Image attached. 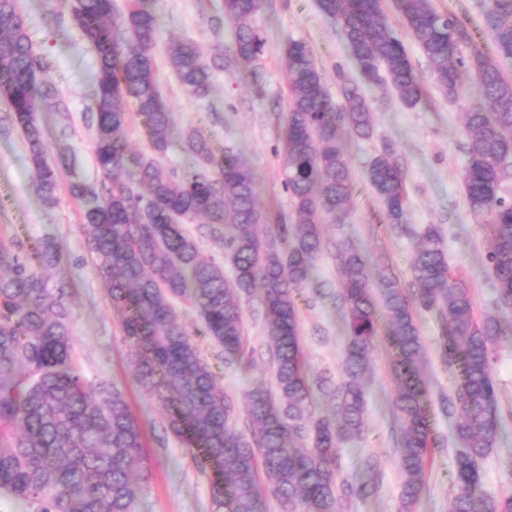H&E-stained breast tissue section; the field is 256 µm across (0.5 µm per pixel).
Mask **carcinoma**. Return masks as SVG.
<instances>
[{
  "instance_id": "1",
  "label": "carcinoma",
  "mask_w": 512,
  "mask_h": 512,
  "mask_svg": "<svg viewBox=\"0 0 512 512\" xmlns=\"http://www.w3.org/2000/svg\"><path fill=\"white\" fill-rule=\"evenodd\" d=\"M261 0H222L220 12L234 27V53L250 67L264 42L253 26ZM334 19L366 81L390 85L410 107L422 100L404 43L397 38L381 0H319ZM405 27L429 58L445 94L462 98L461 71L477 78L478 99H464L467 165L463 184L473 214L489 233L486 256L498 305L512 308V198L501 182L512 168V80L498 59L512 58V0H485L484 27L496 55L474 46L465 21L439 13L430 0H396ZM72 21L98 57L94 160L97 187L71 184L83 203L84 230L99 275L122 313L123 341L138 380L158 400L169 429L214 474L211 512H260L274 496L281 512H342L349 498L375 488L376 463L366 461L368 481L355 487L339 474L338 442L363 430L366 395L362 376L372 366L385 319L391 371L398 382L393 402L404 474L402 510L412 512L425 481L434 443L427 409L429 377L417 311H434L445 326L444 360L460 371L455 397L441 401L461 448L455 459L452 512H512V495L491 498L483 490L480 462L504 428L496 399L491 355L512 335L474 315L471 296L455 280L438 225L414 232L415 293L405 294L391 276L374 289L365 256L343 241L334 262L347 328L348 379L331 389L309 374L299 332L296 292L315 280L323 251V221L342 224L351 197L350 162L344 137H368L373 117L361 88L343 84L336 109L314 56L290 40L289 101L276 156L292 219L261 209L258 182L237 153L218 152L198 131L184 137L192 166L159 161L170 146L171 113L161 97L152 49L158 23L145 0H130L115 13L113 0H69ZM473 45L469 56L461 45ZM173 70L186 90L206 100L214 68L193 41L174 44ZM43 64L32 48L17 0H0V97L27 142L36 189L51 201L57 169L45 158L38 112L57 105L56 87L40 78ZM136 103L151 153L133 151L125 140L128 116L122 103ZM367 179L385 206L389 226L407 230L405 175L395 149L386 145L370 161ZM198 219L224 244V266L203 260L184 225ZM57 261L44 242L27 255L0 245V491L30 503L33 512H137L149 470L139 422L123 394L91 388L73 365L68 283L47 286L36 266ZM260 291L265 339L275 367L276 391L246 392L250 434L236 428V405L179 319L173 302L194 305L207 335L224 348L226 361L246 369L252 352L243 336L242 296ZM336 401L334 417H312L316 394Z\"/></svg>"
}]
</instances>
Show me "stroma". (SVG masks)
Returning <instances> with one entry per match:
<instances>
[{"instance_id":"1","label":"stroma","mask_w":512,"mask_h":512,"mask_svg":"<svg viewBox=\"0 0 512 512\" xmlns=\"http://www.w3.org/2000/svg\"><path fill=\"white\" fill-rule=\"evenodd\" d=\"M221 0H151L160 33L153 58L164 102L172 113L176 132L163 161L180 167L186 153L181 132L195 129L214 147L244 156L258 182L259 202L284 216H291L290 199L282 183L274 153L279 143L281 114L287 109L284 50L288 40L304 42L312 51L333 100H340V85L360 84L373 113V132L352 138L345 148L353 176L349 220L343 226L327 224L325 247L317 262L316 280L321 290L303 288L297 296L300 330L307 366L313 377L341 384L346 378V332L337 296L340 284L332 257L336 243L351 242L368 258L371 278L393 273L406 293L416 289L411 259L413 230L439 225L450 271L469 292L477 318L496 316L512 322V309L496 305L494 283L484 269L490 241L486 228L474 217L462 181L466 165L463 132V100L449 99L438 87L426 55L408 42V32L394 0L383 7L394 34L406 40L411 66L423 88L422 101L404 105L389 85L364 82L334 20L319 8V0H262L254 24L265 41L258 65L259 78H246L233 60L231 24L214 29L210 18ZM25 26L45 75L57 89L59 107L39 114L46 143L47 161L58 153L70 158L59 165L58 187L53 202H45L34 186L36 171L25 140L11 122L9 109L0 99V244L17 249L51 243L57 263L45 269L49 284H71L67 305L76 364L90 385L106 383L120 390L140 422L151 476L139 502V512H210L211 471L199 469L189 448L174 435L167 417L150 391L132 370L130 353L121 333V314L112 306L105 281L97 273L88 250L82 206L70 192L72 182L96 184L101 176L93 158L94 131L90 115L95 107L92 74L97 67L94 51L83 40L62 0H18ZM441 12L467 19L476 32V43L493 53L494 43L485 31L482 0H431ZM199 44L206 59L223 56L224 66L214 72L208 100L190 96L169 62L173 42ZM392 145L406 172L407 217L411 233L392 230L385 221L384 206L367 180L368 163L383 145ZM242 309L247 344L254 365L245 371L224 360V350L209 336L193 307L177 306L180 319L210 364L225 393L244 405L253 385L274 383L273 366L264 345V318L258 294L243 297ZM428 361L431 412L436 444L426 472L423 492L415 512H451L456 494L455 458L459 452L452 437L453 422L438 403L440 396L454 395L459 379L443 360V324L436 313L417 316ZM374 369L365 380L366 411L360 435L340 443L342 477L366 481V457L378 461L377 489L365 497L351 498L344 512H401L404 475L399 466L397 425L393 400L397 385L389 369V351L378 341L373 352ZM492 372L501 413H512V336L494 347ZM485 491L494 497L512 494V424L481 465Z\"/></svg>"}]
</instances>
